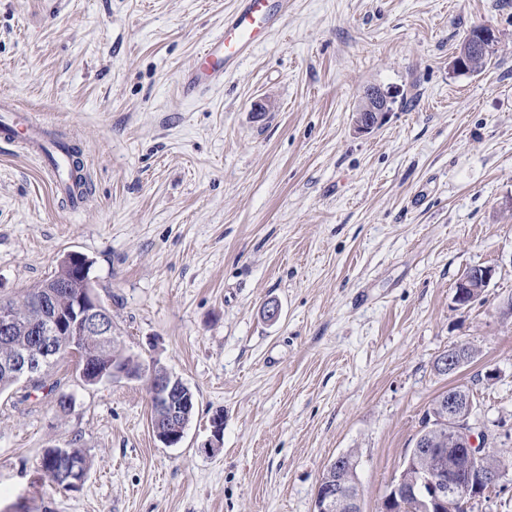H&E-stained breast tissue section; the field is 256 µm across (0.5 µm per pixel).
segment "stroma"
<instances>
[{
    "label": "stroma",
    "instance_id": "obj_1",
    "mask_svg": "<svg viewBox=\"0 0 512 512\" xmlns=\"http://www.w3.org/2000/svg\"><path fill=\"white\" fill-rule=\"evenodd\" d=\"M236 5L0 0V96L75 140L91 188L70 209L0 144V296L86 255L125 353L195 396L167 447L145 380L84 384L74 356L50 370L53 393H1L0 512H314L342 454L363 512H380L455 385L512 446V0H288L222 84L186 97L185 70ZM482 24L490 64L455 72ZM370 85L395 102L360 134ZM475 265L496 275L457 307ZM461 343L474 359L439 373ZM58 447L89 461L78 489L39 467Z\"/></svg>",
    "mask_w": 512,
    "mask_h": 512
}]
</instances>
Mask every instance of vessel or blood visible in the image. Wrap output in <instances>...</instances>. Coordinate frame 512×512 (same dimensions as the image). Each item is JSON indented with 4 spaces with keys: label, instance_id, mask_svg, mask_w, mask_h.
Masks as SVG:
<instances>
[{
    "label": "vessel or blood",
    "instance_id": "obj_1",
    "mask_svg": "<svg viewBox=\"0 0 512 512\" xmlns=\"http://www.w3.org/2000/svg\"><path fill=\"white\" fill-rule=\"evenodd\" d=\"M288 0H239L237 8L225 16L222 32L206 43L186 70L183 91L192 96L221 84L225 73L245 59L278 26ZM0 141L24 147L40 160L55 193L72 206L82 204L83 184L72 170L68 146L0 99Z\"/></svg>",
    "mask_w": 512,
    "mask_h": 512
}]
</instances>
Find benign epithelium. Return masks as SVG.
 <instances>
[{"label": "benign epithelium", "instance_id": "obj_1", "mask_svg": "<svg viewBox=\"0 0 512 512\" xmlns=\"http://www.w3.org/2000/svg\"><path fill=\"white\" fill-rule=\"evenodd\" d=\"M496 35L493 29L480 26L471 32L462 43L455 58V67L466 70L468 57L484 55L490 50ZM391 93L378 86H369L362 92V104L355 113L354 129L358 133H369L380 126L390 112ZM495 275V270L487 266L469 268L459 279L454 300L460 306L475 303L476 294L484 293ZM80 292L76 294L71 307L57 305L56 299L50 300L49 312L34 329V342L19 351L14 357L0 363L4 370L12 372L17 378L31 379L38 367L49 366L61 355L63 350L76 352V344L82 338L94 336L101 344L114 340L112 315L100 303L93 293L90 283L83 275H78ZM467 364L461 346L454 345L444 352L439 366L454 373ZM149 377L151 392L156 402L165 406L168 418L152 423V430L163 445L170 447L181 442L189 425L190 417L184 416L185 395L175 388L176 376L164 365L152 364L147 369L132 371L116 362L112 371H96L91 382H110L116 379H138ZM475 409L472 394L461 396L448 393V427H450L451 444L461 449V465L469 473L467 482L460 483L446 475L443 470L431 471L422 476L421 484L425 494L419 500L420 512H442V507L455 506L471 497L473 493H484V487L499 486L508 476V470L491 468L487 464L489 439L485 432L475 423ZM60 478L64 485L73 489L84 480L79 465L68 464V469L61 471ZM316 512H361L360 496L350 492H341L336 485L329 484L322 488L321 495L315 501Z\"/></svg>", "mask_w": 512, "mask_h": 512}]
</instances>
